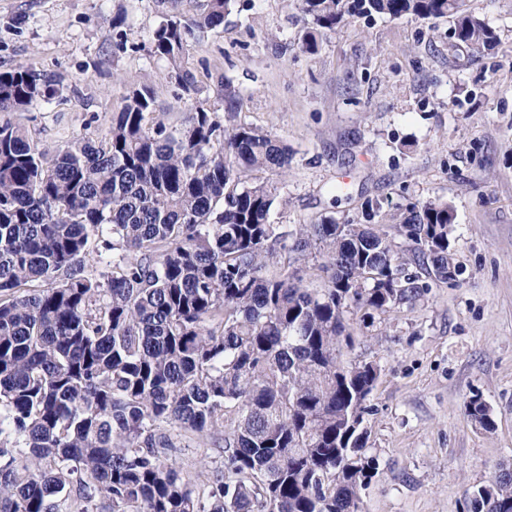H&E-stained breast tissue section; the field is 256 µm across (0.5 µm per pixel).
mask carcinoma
Instances as JSON below:
<instances>
[{"mask_svg": "<svg viewBox=\"0 0 512 512\" xmlns=\"http://www.w3.org/2000/svg\"><path fill=\"white\" fill-rule=\"evenodd\" d=\"M234 2L206 0L152 33L189 97L187 39ZM298 2L309 53L356 14L448 17L459 43H499L463 0ZM57 92L32 64L0 71L1 112ZM224 101L223 121L198 102L173 126L152 89L134 88L105 137L53 150L0 125V512H363L381 369L351 354L419 290L379 224L326 218L286 243L270 221L276 188L258 174L286 173L292 152L231 122L228 84ZM453 221L434 199L400 224L442 283L457 273ZM278 246L297 262L319 250L324 287L288 266L267 273ZM466 415L494 428L478 395ZM188 433L224 460L201 485L177 461ZM464 507L512 512V465L466 490Z\"/></svg>", "mask_w": 512, "mask_h": 512, "instance_id": "cac0c4a2", "label": "carcinoma"}]
</instances>
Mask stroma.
I'll use <instances>...</instances> for the list:
<instances>
[{
    "label": "stroma",
    "mask_w": 512,
    "mask_h": 512,
    "mask_svg": "<svg viewBox=\"0 0 512 512\" xmlns=\"http://www.w3.org/2000/svg\"><path fill=\"white\" fill-rule=\"evenodd\" d=\"M465 6L497 30L495 48L457 43L447 18L375 15L348 18L311 54L294 0H236L183 54L211 111L223 112L232 87L237 122L290 148L272 212L280 233L326 217H397L428 199L454 210L456 279L437 282L407 262L419 295L354 352L381 366L364 421L378 463L365 512H461L466 489L512 463V0ZM203 9L204 0H0V71L32 63L61 91L0 112V124L42 147L102 135L144 85L166 122L183 123L189 103L150 34L166 14ZM475 394L492 430L465 415Z\"/></svg>",
    "instance_id": "1"
}]
</instances>
